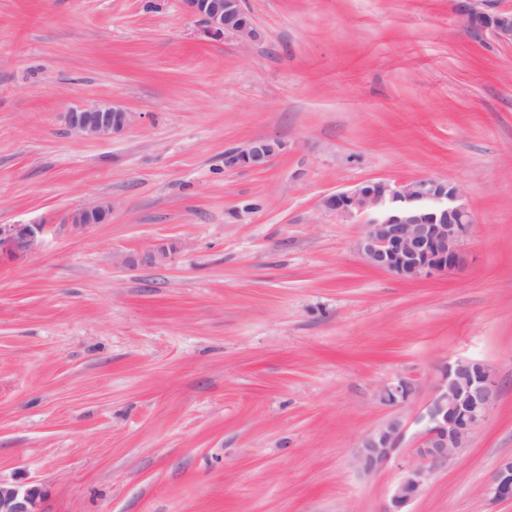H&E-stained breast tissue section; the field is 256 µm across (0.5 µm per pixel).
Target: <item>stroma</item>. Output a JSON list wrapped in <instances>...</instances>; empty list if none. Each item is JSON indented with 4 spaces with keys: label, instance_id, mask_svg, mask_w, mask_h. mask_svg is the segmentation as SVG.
I'll return each instance as SVG.
<instances>
[{
    "label": "stroma",
    "instance_id": "35a3bbf8",
    "mask_svg": "<svg viewBox=\"0 0 512 512\" xmlns=\"http://www.w3.org/2000/svg\"><path fill=\"white\" fill-rule=\"evenodd\" d=\"M465 0H241L256 40L180 0H0V481L42 512H384L445 367L492 369L495 408L410 512H512V44ZM136 125L70 133L80 105ZM255 138L288 147L228 170ZM458 184V273L366 266L322 199L370 179ZM112 203L107 223L71 214ZM410 378L399 408L379 388ZM378 472L354 461L393 414ZM466 1L469 5H463L461 11L467 28L476 34L490 30L500 39L512 42V11L488 14L474 8L470 4L474 0ZM136 121V113L112 105H82L65 115L69 131L78 138L108 139L122 133ZM45 231L42 224H0V257L17 258L35 251ZM406 431L405 420L394 415L375 431L365 435L354 453L358 469L365 474H372L384 467L399 448ZM488 494L493 502L512 501V459L503 461L493 473Z\"/></svg>",
    "mask_w": 512,
    "mask_h": 512
}]
</instances>
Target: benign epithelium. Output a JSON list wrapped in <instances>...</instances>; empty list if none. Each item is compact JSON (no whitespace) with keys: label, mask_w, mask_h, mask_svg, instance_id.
I'll return each mask as SVG.
<instances>
[{"label":"benign epithelium","mask_w":512,"mask_h":512,"mask_svg":"<svg viewBox=\"0 0 512 512\" xmlns=\"http://www.w3.org/2000/svg\"><path fill=\"white\" fill-rule=\"evenodd\" d=\"M467 0L462 15L467 28L478 34L492 31L512 42V11L488 14ZM185 9L197 16L215 37L231 35L242 41L257 38L241 0H182ZM136 121V113L112 105H82L65 115L75 136L108 139ZM284 150V144L254 139L224 152L227 170H263ZM322 208L337 216L365 221L358 250L365 263L406 281L446 277L464 263V243L475 218L463 191L446 180H368L355 188L323 198ZM112 205L99 202L75 210L72 226L107 223ZM46 226L43 224H0V257L17 258L35 251ZM415 384L410 378L380 388L379 399L389 406L408 401ZM495 400L491 368L480 361L458 360L443 372L435 393L419 416L422 424L415 448L417 463L406 469L384 512H406V507L423 492L431 467L445 462L467 447L472 433L489 416ZM407 423L392 416L356 446L354 460L365 474L380 470L399 448ZM492 501H512V459L503 461L488 487ZM42 490L0 482V512H41Z\"/></svg>","instance_id":"7a95c632"}]
</instances>
